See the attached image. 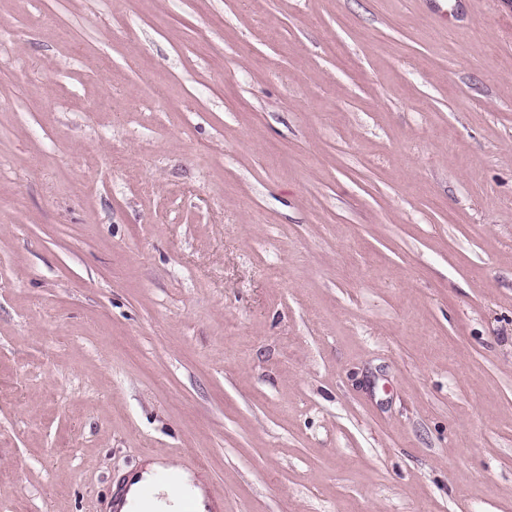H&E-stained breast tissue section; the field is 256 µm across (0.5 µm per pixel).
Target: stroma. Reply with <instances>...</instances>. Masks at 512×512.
Wrapping results in <instances>:
<instances>
[{
	"label": "stroma",
	"instance_id": "1",
	"mask_svg": "<svg viewBox=\"0 0 512 512\" xmlns=\"http://www.w3.org/2000/svg\"><path fill=\"white\" fill-rule=\"evenodd\" d=\"M150 458L512 512V0H0V512Z\"/></svg>",
	"mask_w": 512,
	"mask_h": 512
}]
</instances>
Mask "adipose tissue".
<instances>
[{"label": "adipose tissue", "mask_w": 512, "mask_h": 512, "mask_svg": "<svg viewBox=\"0 0 512 512\" xmlns=\"http://www.w3.org/2000/svg\"><path fill=\"white\" fill-rule=\"evenodd\" d=\"M130 483L151 489V499L138 500L136 512H204L206 507L204 478L164 462L147 463Z\"/></svg>", "instance_id": "adipose-tissue-1"}]
</instances>
